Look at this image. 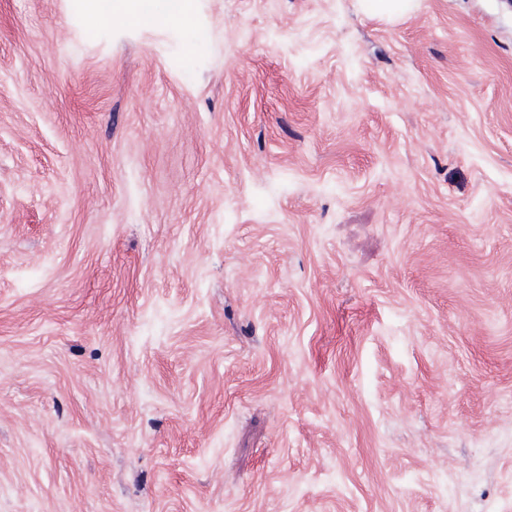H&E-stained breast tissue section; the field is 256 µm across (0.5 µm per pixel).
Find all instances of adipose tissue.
Returning a JSON list of instances; mask_svg holds the SVG:
<instances>
[{"label": "adipose tissue", "instance_id": "adipose-tissue-1", "mask_svg": "<svg viewBox=\"0 0 512 512\" xmlns=\"http://www.w3.org/2000/svg\"><path fill=\"white\" fill-rule=\"evenodd\" d=\"M88 22L97 25L105 19L120 23L167 27L190 31L195 27V0H165L163 11H155L153 0H83Z\"/></svg>", "mask_w": 512, "mask_h": 512}]
</instances>
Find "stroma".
I'll return each mask as SVG.
<instances>
[{
	"instance_id": "35a3bbf8",
	"label": "stroma",
	"mask_w": 512,
	"mask_h": 512,
	"mask_svg": "<svg viewBox=\"0 0 512 512\" xmlns=\"http://www.w3.org/2000/svg\"><path fill=\"white\" fill-rule=\"evenodd\" d=\"M0 512H512V0H0ZM89 30L104 19L120 23L147 25L159 22L166 27L191 31L195 28V0H165L166 7L157 12L152 0H83ZM415 0H360L362 10L370 15L395 16L413 10Z\"/></svg>"
}]
</instances>
